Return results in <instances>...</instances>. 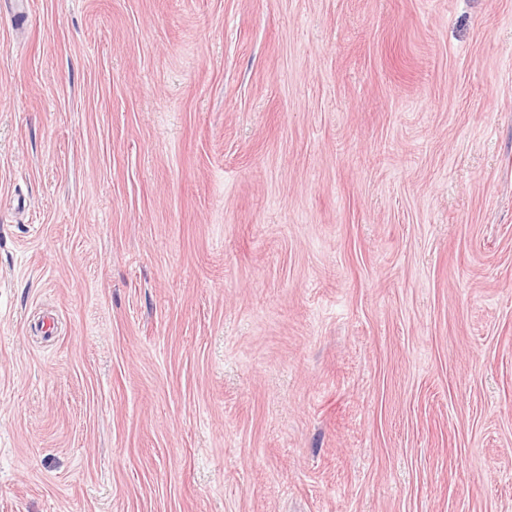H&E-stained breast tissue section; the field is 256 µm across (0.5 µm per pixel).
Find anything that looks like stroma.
<instances>
[{
	"label": "stroma",
	"mask_w": 512,
	"mask_h": 512,
	"mask_svg": "<svg viewBox=\"0 0 512 512\" xmlns=\"http://www.w3.org/2000/svg\"><path fill=\"white\" fill-rule=\"evenodd\" d=\"M0 512H512V0H0Z\"/></svg>",
	"instance_id": "stroma-1"
}]
</instances>
